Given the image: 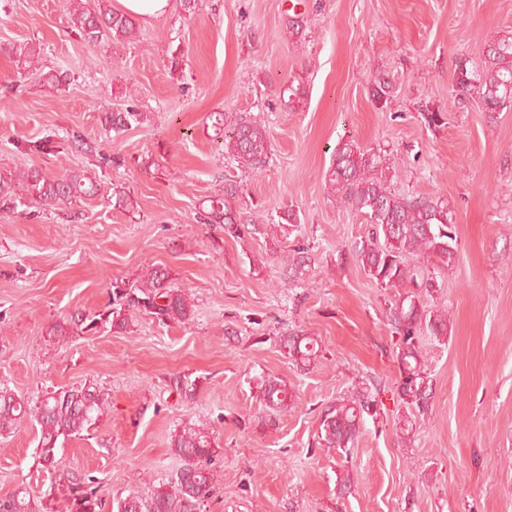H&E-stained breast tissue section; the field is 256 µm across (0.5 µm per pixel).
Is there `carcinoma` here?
<instances>
[{"instance_id": "cac0c4a2", "label": "carcinoma", "mask_w": 512, "mask_h": 512, "mask_svg": "<svg viewBox=\"0 0 512 512\" xmlns=\"http://www.w3.org/2000/svg\"><path fill=\"white\" fill-rule=\"evenodd\" d=\"M72 28L89 43L110 35L114 40L129 39L135 34L134 20L109 8H102L98 0H64ZM9 54L17 65L29 68L41 56V46L25 42L14 44ZM455 95H478L486 112H499L512 106V33L499 36L484 48L481 68L473 70L467 64L457 67ZM139 112H106L102 123L115 133L141 122ZM212 127L223 137L224 153L248 173L260 170L266 163L269 141L265 126L242 118L230 128H224L222 112L210 114ZM390 167L386 159L368 153L355 142L346 141L336 148L332 165L327 171V182L334 196L348 208L366 217L371 229L368 241H360L351 249V255L377 284L383 288H399L413 284L416 288H433L432 277L421 263H413L424 256L434 255L446 266L455 263L457 256L453 224L448 209L439 200L428 197L405 198L390 188ZM98 190V183L83 171H72L60 177L43 171H0V209H15L24 205L28 195L46 207H54ZM237 185H225L224 197L213 200L205 221L221 224L224 232L235 236L242 232L236 210L230 199L236 197ZM287 283L301 280L309 268V248L297 245L288 249L284 261ZM111 318L106 320L117 330L126 328L121 312L135 309L152 315L164 323L168 320L184 322L191 316L192 305L187 295L171 282L166 268L155 266L144 281L129 291L114 286ZM391 325L402 334L398 355L399 383L397 398L410 411L425 414L432 399V390L424 366L419 359L416 332L425 326L434 336L448 333V320L416 303V297L400 301L389 308ZM97 319L86 320L77 315L69 323H58L50 334L62 338L83 324L93 326ZM280 344L288 358L299 367H308L320 351L319 343L296 331L280 336ZM260 401L266 415L262 424L276 428L277 416L294 406L299 396L288 387V382L275 377L259 380ZM380 390L360 387L352 394L328 405L320 420L319 442L329 448L346 449L361 433L365 417H375ZM103 409L96 391L86 387L54 390L47 393L40 404L31 408L18 400L6 388L0 389V435L9 434L26 418L39 426L42 466L48 470L57 466L55 445L59 437L77 436L91 425ZM171 448L183 461L175 477L145 494L133 492L112 503V512H203L213 492L211 471L214 448L212 437L203 428L188 426L171 439ZM93 479L74 476L69 480L71 512H102L104 505L91 487ZM0 512H41L39 505L24 491L0 496Z\"/></svg>"}]
</instances>
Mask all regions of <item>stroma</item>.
Instances as JSON below:
<instances>
[{"mask_svg":"<svg viewBox=\"0 0 512 512\" xmlns=\"http://www.w3.org/2000/svg\"><path fill=\"white\" fill-rule=\"evenodd\" d=\"M136 27L89 43L63 0H0V170H82L101 185L54 208L0 210V386L30 406L83 386L107 404L59 440L50 472L34 423L0 436V495L22 489L69 512L71 473L92 476L106 505L147 492L180 469L169 442L195 424L218 449L205 512H512V106L490 114L453 91L458 65H480L484 45L512 32V0H202L193 14L172 0ZM25 42L41 47L37 68L7 53ZM52 70L68 84L48 87ZM290 83L302 91L292 104L279 94ZM126 109L141 123L102 125ZM216 111L265 126L260 173L225 157ZM40 140L48 151H23ZM348 140L394 159L397 194L443 201L457 239L455 263L429 258L435 286L418 293L448 333L419 332L433 398L406 433L388 320L399 291L344 259L369 226L325 183ZM230 179L255 226L237 237L203 221ZM117 189L132 208L116 206ZM290 209L297 230L273 228ZM297 243L311 269L285 289L281 257ZM153 266L188 292V321L132 310L122 331L50 336L73 314L109 312L114 285ZM287 328L318 340L310 369L281 348ZM265 375L299 394L274 431L259 423ZM361 383L382 387L377 419L348 453L319 445L323 409ZM141 113L127 110L126 112H104L102 123L115 133L126 130L132 123H140Z\"/></svg>","mask_w":512,"mask_h":512,"instance_id":"35a3bbf8","label":"stroma"}]
</instances>
